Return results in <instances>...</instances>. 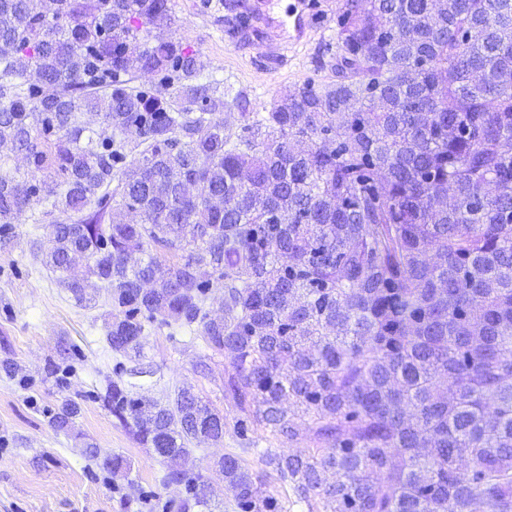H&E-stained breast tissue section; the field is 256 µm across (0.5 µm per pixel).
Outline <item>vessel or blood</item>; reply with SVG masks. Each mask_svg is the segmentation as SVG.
I'll return each mask as SVG.
<instances>
[{"mask_svg": "<svg viewBox=\"0 0 512 512\" xmlns=\"http://www.w3.org/2000/svg\"><path fill=\"white\" fill-rule=\"evenodd\" d=\"M224 31L236 47L258 48V67L274 70L287 49L308 42L318 28L315 0H219Z\"/></svg>", "mask_w": 512, "mask_h": 512, "instance_id": "vessel-or-blood-1", "label": "vessel or blood"}]
</instances>
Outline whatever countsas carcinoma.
<instances>
[{
  "mask_svg": "<svg viewBox=\"0 0 512 512\" xmlns=\"http://www.w3.org/2000/svg\"><path fill=\"white\" fill-rule=\"evenodd\" d=\"M174 24L170 0H0V147L27 160L0 172V244L38 213L124 357L172 326L228 355L236 434L288 444L214 463L236 512H512V0H346L334 80L240 95L234 128L151 36ZM113 372L107 408L184 488L166 512L208 506L174 461L226 416Z\"/></svg>",
  "mask_w": 512,
  "mask_h": 512,
  "instance_id": "1",
  "label": "carcinoma"
}]
</instances>
